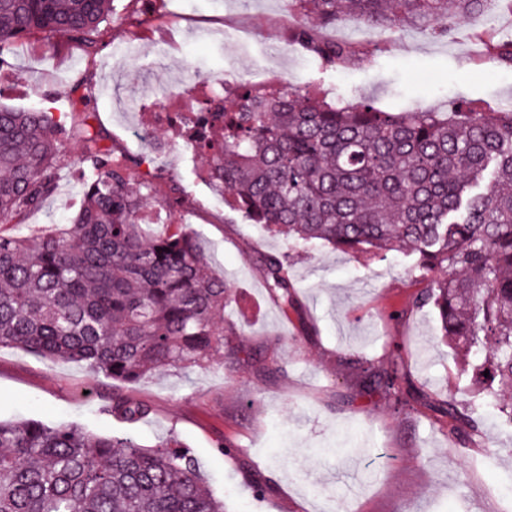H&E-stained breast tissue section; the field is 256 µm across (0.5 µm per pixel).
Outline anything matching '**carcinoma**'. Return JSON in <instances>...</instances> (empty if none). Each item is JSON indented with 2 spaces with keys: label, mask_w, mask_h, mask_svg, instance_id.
I'll return each instance as SVG.
<instances>
[{
  "label": "carcinoma",
  "mask_w": 512,
  "mask_h": 512,
  "mask_svg": "<svg viewBox=\"0 0 512 512\" xmlns=\"http://www.w3.org/2000/svg\"><path fill=\"white\" fill-rule=\"evenodd\" d=\"M490 0H291L322 27L350 13L370 27L421 24L437 37L448 22ZM115 0H0L4 52L36 34L96 50ZM327 66L355 49L292 35ZM512 61V38L485 40ZM70 88L82 118L50 107L0 106V223L22 224L52 195L61 173L81 169L84 194L72 224L53 235L0 233V347L86 363L115 382L166 369L206 368L243 352L224 328V279L187 224L148 239L156 178L107 143L91 96ZM198 147L224 202L297 244L389 252L406 243L416 266L435 274L416 297L432 307L461 371L512 423V109L386 112L369 102L339 106L288 85H244L224 101L206 98ZM78 146L75 156L68 144ZM174 182L167 218L187 204ZM266 290L283 308L295 286L278 255L262 258ZM489 372L484 376L483 372ZM362 387L402 404L407 378L368 370ZM112 416L135 424L144 404L112 393ZM0 512H224L186 444L155 447L131 433L105 435L38 419L0 420Z\"/></svg>",
  "instance_id": "carcinoma-1"
}]
</instances>
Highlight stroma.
Masks as SVG:
<instances>
[{
    "label": "stroma",
    "mask_w": 512,
    "mask_h": 512,
    "mask_svg": "<svg viewBox=\"0 0 512 512\" xmlns=\"http://www.w3.org/2000/svg\"><path fill=\"white\" fill-rule=\"evenodd\" d=\"M286 0H153L141 24L103 27L96 53L80 42L37 35L14 45L0 70V105L70 111L69 88L93 95L94 122L118 150L149 159L161 184L186 190L184 220L216 275L231 288L225 325L251 361L155 373L118 385L85 364L0 348V418L38 417L101 434L122 431L109 412L122 390L151 413L134 432L146 446L178 436L226 512H504L497 488L512 483V425L471 391L435 312L416 297L429 280L404 250L344 252L291 244L215 201L207 160L178 138L152 136L151 106L176 78L237 71L250 83L266 69L300 93L331 103L369 101L395 112H482L512 105V62L486 56L482 36H512V11L457 17L440 38L419 26L375 28L342 18L324 29L361 52L328 67L289 42ZM83 192L67 171L24 226L70 223ZM285 256L296 287L281 308L265 290L261 258ZM397 365L413 393L396 405L362 390L366 369ZM455 404L467 425L448 418ZM236 446L225 456L223 446Z\"/></svg>",
    "instance_id": "obj_1"
}]
</instances>
